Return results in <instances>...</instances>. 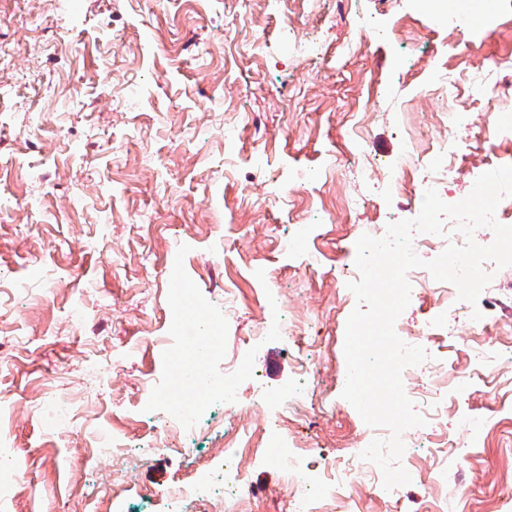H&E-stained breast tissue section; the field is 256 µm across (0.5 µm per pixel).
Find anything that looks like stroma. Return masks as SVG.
<instances>
[{"label": "stroma", "instance_id": "obj_1", "mask_svg": "<svg viewBox=\"0 0 512 512\" xmlns=\"http://www.w3.org/2000/svg\"><path fill=\"white\" fill-rule=\"evenodd\" d=\"M434 0H0V512H167L190 466L217 465L224 411L175 438L136 469L113 510L121 459L92 454L103 437L137 444L182 397L208 399L181 376L229 361L247 375L244 401L276 395L298 371L292 346L270 337L249 350L262 318L258 292L278 287L285 312L324 367L306 392L307 418L248 412L240 427L276 428L310 461L344 457L366 425L341 396L355 262L336 243L357 226L413 216L420 170L404 192L363 184L361 168L390 167L403 134L438 124L434 74L512 60V9L497 38L465 51L478 28L454 34L432 19ZM316 36L315 63L289 40ZM480 142L465 146L476 173L512 153L491 135L512 100L461 97ZM365 194L364 209L344 206ZM314 227L325 267L289 253L292 225ZM234 289L237 311L224 310ZM482 292L492 319L479 336L463 324L435 339L457 368L460 343L512 357V312ZM479 410L483 436L459 465L469 490L430 477V445L459 435L458 415ZM403 460L411 477L402 512H500L512 490V367L448 402V415ZM253 492L246 512H287L285 467L242 457Z\"/></svg>", "mask_w": 512, "mask_h": 512}]
</instances>
